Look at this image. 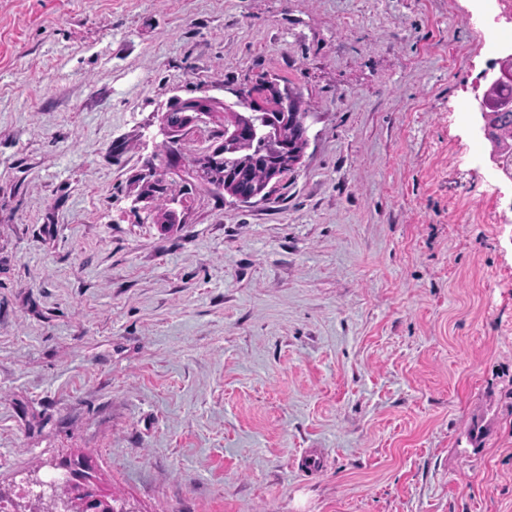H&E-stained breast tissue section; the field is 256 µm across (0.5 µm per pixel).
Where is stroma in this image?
<instances>
[{
  "label": "stroma",
  "instance_id": "obj_1",
  "mask_svg": "<svg viewBox=\"0 0 512 512\" xmlns=\"http://www.w3.org/2000/svg\"><path fill=\"white\" fill-rule=\"evenodd\" d=\"M471 8L0 0V488L79 467L141 512H512V183L469 161ZM263 81L309 142L243 204L162 116Z\"/></svg>",
  "mask_w": 512,
  "mask_h": 512
}]
</instances>
